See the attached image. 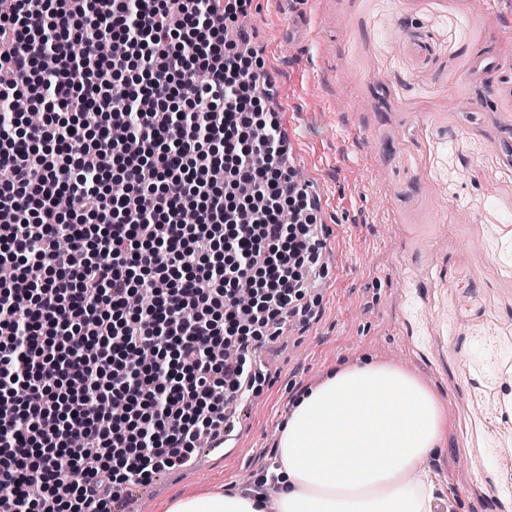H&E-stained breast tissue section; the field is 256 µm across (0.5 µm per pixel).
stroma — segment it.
Listing matches in <instances>:
<instances>
[{
    "mask_svg": "<svg viewBox=\"0 0 512 512\" xmlns=\"http://www.w3.org/2000/svg\"><path fill=\"white\" fill-rule=\"evenodd\" d=\"M269 107L318 198L327 274L316 316L259 347L269 379L229 404L235 430L131 487L124 512L178 492L249 488L293 394L365 357L447 407L426 468L465 512H512V0H319L304 53L286 0H252Z\"/></svg>",
    "mask_w": 512,
    "mask_h": 512,
    "instance_id": "stroma-1",
    "label": "stroma"
}]
</instances>
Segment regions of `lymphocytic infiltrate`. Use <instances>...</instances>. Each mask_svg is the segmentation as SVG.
Segmentation results:
<instances>
[{"mask_svg": "<svg viewBox=\"0 0 512 512\" xmlns=\"http://www.w3.org/2000/svg\"><path fill=\"white\" fill-rule=\"evenodd\" d=\"M250 3L0 11V263L15 268L0 283L4 512H111L126 484L184 465L253 390L256 342L309 310L322 227L255 93L236 27ZM90 455L103 462L88 471Z\"/></svg>", "mask_w": 512, "mask_h": 512, "instance_id": "obj_1", "label": "lymphocytic infiltrate"}]
</instances>
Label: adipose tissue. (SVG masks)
<instances>
[{"label": "adipose tissue", "instance_id": "obj_1", "mask_svg": "<svg viewBox=\"0 0 512 512\" xmlns=\"http://www.w3.org/2000/svg\"><path fill=\"white\" fill-rule=\"evenodd\" d=\"M451 423L417 376L370 359L338 367L291 405L277 436V492L171 497L165 512H434L436 485L416 476Z\"/></svg>", "mask_w": 512, "mask_h": 512}]
</instances>
